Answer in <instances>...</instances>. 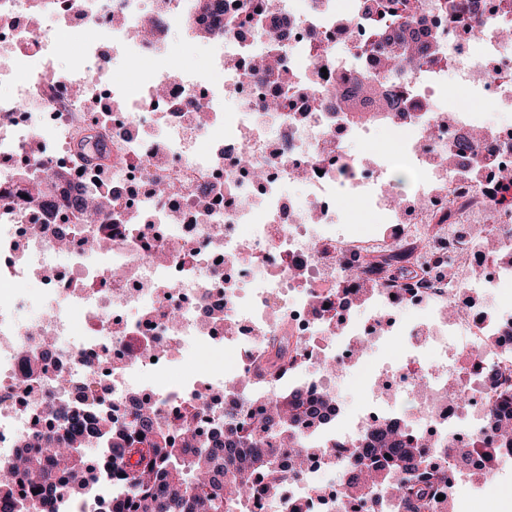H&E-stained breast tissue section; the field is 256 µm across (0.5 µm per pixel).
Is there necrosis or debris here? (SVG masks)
Masks as SVG:
<instances>
[{"label": "necrosis or debris", "instance_id": "obj_1", "mask_svg": "<svg viewBox=\"0 0 512 512\" xmlns=\"http://www.w3.org/2000/svg\"><path fill=\"white\" fill-rule=\"evenodd\" d=\"M456 2L457 12L441 22V62L404 81L411 98L396 126L398 150L358 157L349 143L370 137L378 123L353 121L320 101L326 87L349 76L341 52L379 72L370 47L376 24L356 8L340 11L338 0H273V10H251L244 25L220 33L212 19L198 18L224 47L213 66L239 104L203 123L194 103L212 92L157 67L169 53L166 41L136 36L152 15L184 22L186 0H44L42 13L59 19L57 30L31 25L32 0H0V85L12 84L0 92V460L39 431L65 437L61 418L45 413L51 402L117 427L145 395L168 416L196 405L204 433L223 428L225 388L269 360L270 336L289 337L310 372L300 382L288 374L258 381L254 397H274L295 382L311 402L337 395L343 384L323 359L355 360L360 337L372 335L375 311L387 303L427 311L405 332L413 346L437 354V364L385 378L407 391L413 408L372 407L336 437L335 458L311 456L280 498L252 499L245 512H349L339 486L323 478L343 469L347 448L366 443L385 419L432 448L477 436L500 388L484 375L486 359L497 362L501 380H512V316L493 318L459 299L512 285V264L484 248L490 239L512 254V208L492 204L501 173L512 170V124L494 127L480 152L456 154L482 115L455 109L440 125L432 96L452 81L512 112V42L501 36L512 28V12L499 0ZM105 17L112 44L95 41L91 54L108 49L151 70L135 90L110 97L87 82L85 66L59 71L51 61L61 32ZM257 32L274 45L278 73L253 70ZM272 97L280 108L264 111ZM91 129L104 148L90 165L75 144ZM30 161L70 172L59 196L106 191L109 228L84 223L78 212L64 221L11 206L14 169ZM393 165L419 174L412 212L392 202ZM340 195L360 200L382 231L340 230ZM419 237L426 246L408 257L403 274L367 273L373 316L318 315L334 299L346 262L367 266L371 256ZM214 355L229 356L230 365L198 370ZM176 357L184 376L157 386ZM479 473L477 459L449 460L431 512H446L448 497Z\"/></svg>", "mask_w": 512, "mask_h": 512}]
</instances>
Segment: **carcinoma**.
Returning a JSON list of instances; mask_svg holds the SVG:
<instances>
[{
	"mask_svg": "<svg viewBox=\"0 0 512 512\" xmlns=\"http://www.w3.org/2000/svg\"><path fill=\"white\" fill-rule=\"evenodd\" d=\"M417 2L363 0L368 16L394 23L391 31L378 32L376 47L385 75L404 63L414 69L438 59L436 44L419 41L430 19ZM372 82L380 84L382 77L358 71L351 87L335 93L337 102L366 96L360 120H387L405 109L409 98L404 88L391 92L383 88L379 98L372 100ZM98 147L99 141L90 134L77 142L88 162L95 159ZM64 180L61 172L47 176L36 205H55L54 187ZM104 199L106 196L95 191L83 202L66 200L63 211L73 208L81 212L88 224H110L112 215L106 205L91 208L93 201ZM266 345L274 354L269 366L254 371L256 379L271 370L295 368L290 337L271 336ZM511 401L512 388L507 386L499 393V406L488 412L493 435L482 432L476 446L466 450L447 446L432 454L400 427L384 423L374 431L366 449L354 457L359 477L342 483L344 495L375 504L391 495L398 499L401 512H426L446 474L443 463L466 451L483 461L482 476L489 477L497 461L495 449L512 445V416L502 415V408ZM58 411L66 418L67 440L42 433L12 459L0 461V512H30L61 485L68 496L77 498L89 485L112 481L117 482L130 512H235L241 500L253 493L254 477L263 482L267 497H277L287 479L280 467L282 446L294 443L306 453L314 452L318 449L311 441L312 432L331 422L289 389L264 401L262 411H246L230 420L224 424V436L209 440L196 433V414L186 412L170 423L146 402L124 415L119 429L101 426L63 407ZM91 443L103 446V458L88 459L85 446Z\"/></svg>",
	"mask_w": 512,
	"mask_h": 512,
	"instance_id": "carcinoma-1",
	"label": "carcinoma"
}]
</instances>
